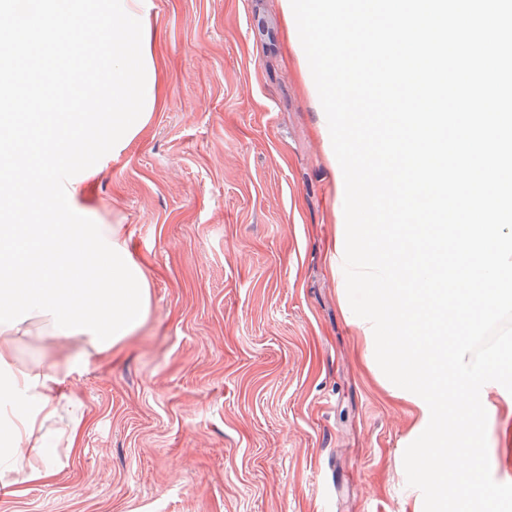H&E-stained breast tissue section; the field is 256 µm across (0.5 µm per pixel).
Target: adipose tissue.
Returning <instances> with one entry per match:
<instances>
[{
  "instance_id": "obj_1",
  "label": "adipose tissue",
  "mask_w": 512,
  "mask_h": 512,
  "mask_svg": "<svg viewBox=\"0 0 512 512\" xmlns=\"http://www.w3.org/2000/svg\"><path fill=\"white\" fill-rule=\"evenodd\" d=\"M14 331L0 326V487L18 495L23 485L52 480L58 454L34 432L58 411V397L75 373L89 364L92 335H74L78 351L64 365L39 371L16 367Z\"/></svg>"
}]
</instances>
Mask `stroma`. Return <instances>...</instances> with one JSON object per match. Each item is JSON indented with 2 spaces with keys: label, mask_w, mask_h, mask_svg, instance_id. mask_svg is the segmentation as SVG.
I'll use <instances>...</instances> for the list:
<instances>
[{
  "label": "stroma",
  "mask_w": 512,
  "mask_h": 512,
  "mask_svg": "<svg viewBox=\"0 0 512 512\" xmlns=\"http://www.w3.org/2000/svg\"><path fill=\"white\" fill-rule=\"evenodd\" d=\"M158 103L86 184L150 281L69 388L54 480L0 512H410L408 406L366 369L327 256L336 175L282 0H154ZM69 341L32 327L17 367Z\"/></svg>",
  "instance_id": "1"
}]
</instances>
